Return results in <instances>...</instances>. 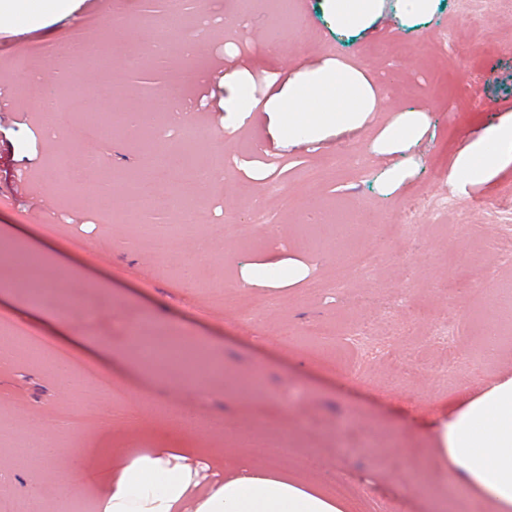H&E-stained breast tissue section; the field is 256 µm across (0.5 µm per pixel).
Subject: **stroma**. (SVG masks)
Listing matches in <instances>:
<instances>
[{
  "label": "stroma",
  "instance_id": "1",
  "mask_svg": "<svg viewBox=\"0 0 512 512\" xmlns=\"http://www.w3.org/2000/svg\"><path fill=\"white\" fill-rule=\"evenodd\" d=\"M183 0L181 8L215 17L246 14L197 40L193 55L149 50L158 34L143 17L141 0H75L73 11L47 25V37L25 21L0 23V293L34 308L70 335L108 350L113 399L85 393L81 367L67 386L52 368H39L30 349L0 327V346L15 350L0 367V473L12 475L0 501L27 499L30 479L41 490V512H73L91 499L102 512L93 475L67 482L68 458L38 476L20 465L39 415L94 401L117 413L111 425L89 423L66 432L65 447L122 448L131 453L194 448L202 474L222 478L221 456L253 463L267 442L284 437L313 455L307 481L334 492L351 483L349 512H486L450 465L435 461L437 425L464 396L480 394L512 376V334L484 349L488 330L512 325V265L494 250L512 238V161H505L458 194L451 173L457 155L491 126L512 120V0H433L429 13L408 15L403 0H382L363 30H342L330 0ZM78 30L92 39L100 67L61 54L45 43ZM294 43L292 53L278 50ZM337 61L361 71L375 86L378 108L359 129L291 146L281 141L266 109L271 93L295 73ZM150 71L149 87H131V67ZM58 70L79 84L110 86L117 108L101 148L95 178L112 188L111 209L88 207L84 185L68 169L82 162L84 116L97 101L81 97L63 113L60 134L44 133L29 160L40 106L26 95L30 72ZM248 95L253 117L225 111ZM192 100L191 123L206 139L166 137L154 104L167 96ZM408 112L423 114L409 144L389 142V128ZM230 161L222 183L171 174L169 202L130 212L129 181L148 180L159 151L203 161L212 149ZM314 167L321 179L306 183ZM206 224L193 220L195 209ZM174 233L171 253L158 258L141 244L144 226ZM237 225L224 234L225 225ZM213 238L202 264V285L181 281L196 262L200 237ZM315 244L302 249L298 240ZM379 255L366 274H343L342 254ZM34 252L37 264L25 262ZM483 268L480 289H466L461 263ZM230 287L236 304L215 309L209 286ZM456 334L454 358L426 338L442 320ZM367 322L373 337L345 347L347 330ZM324 324L327 336L308 329ZM174 343L178 365L144 364L133 340ZM422 355L431 367L396 371L383 349ZM167 409L222 419L223 432L187 431L164 417Z\"/></svg>",
  "mask_w": 512,
  "mask_h": 512
}]
</instances>
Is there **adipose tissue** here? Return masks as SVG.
<instances>
[{
	"instance_id": "1",
	"label": "adipose tissue",
	"mask_w": 512,
	"mask_h": 512,
	"mask_svg": "<svg viewBox=\"0 0 512 512\" xmlns=\"http://www.w3.org/2000/svg\"><path fill=\"white\" fill-rule=\"evenodd\" d=\"M71 0H0V18H26L31 29L71 9ZM377 99L364 75L327 63L289 79L271 98L276 130L298 145L361 127ZM512 157V121L486 130L457 158V187L478 181ZM439 461L449 463L475 490L489 512H512V377L457 402L439 433ZM110 473L106 512H179L199 484L198 472L181 453H113L100 467ZM194 512H345L323 488L279 468L225 458L224 477L200 494Z\"/></svg>"
}]
</instances>
